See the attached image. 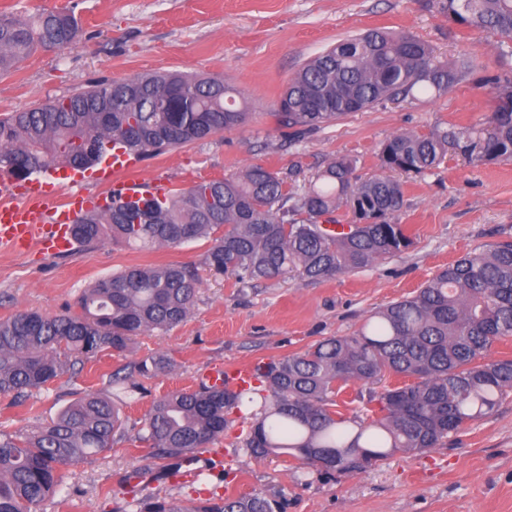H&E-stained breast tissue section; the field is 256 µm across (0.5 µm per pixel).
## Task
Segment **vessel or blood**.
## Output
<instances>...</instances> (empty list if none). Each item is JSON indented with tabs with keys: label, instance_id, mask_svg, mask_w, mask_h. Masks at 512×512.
<instances>
[{
	"label": "vessel or blood",
	"instance_id": "b4317fda",
	"mask_svg": "<svg viewBox=\"0 0 512 512\" xmlns=\"http://www.w3.org/2000/svg\"><path fill=\"white\" fill-rule=\"evenodd\" d=\"M18 194L20 204L0 206V246L17 249L35 243L50 255L71 250V228L88 210V200L74 193L66 202H57L52 190L38 182L20 186ZM208 378L240 388L252 381L253 372L239 368L227 374L219 369L209 372Z\"/></svg>",
	"mask_w": 512,
	"mask_h": 512
}]
</instances>
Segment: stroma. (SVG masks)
I'll return each mask as SVG.
<instances>
[{
  "label": "stroma",
  "instance_id": "1",
  "mask_svg": "<svg viewBox=\"0 0 512 512\" xmlns=\"http://www.w3.org/2000/svg\"><path fill=\"white\" fill-rule=\"evenodd\" d=\"M43 9L74 12L82 37L64 50L35 53L0 77V115L99 80L154 72L220 76L248 96L250 115L242 127L137 159L128 176L146 189L157 179L187 188L259 163L280 172L297 194L339 156L357 159L360 178L378 175V149L396 133L486 121L491 90L465 76L440 98L378 105L301 138L285 137L272 113L288 78L329 46L372 28L416 36L443 64L469 55L491 72L512 69V48L453 23L429 0H0V12ZM48 181L58 201L79 191L102 204L114 178L91 168L75 183L53 175ZM403 183L397 219L412 239L403 252L326 281L240 284L231 276L204 275L190 316L176 327L137 337L126 352L99 353L77 377L29 392L22 402L0 395V432L10 434L50 421L87 393L124 400L125 440L70 467L64 487L38 512H133L126 479L149 465L137 427L153 401L196 387L214 367L255 366L329 336L354 335L379 307L412 295L459 257L512 241V160L476 166L450 157ZM209 246L198 239L151 250L109 243L58 255L34 246L0 250V320L31 310L60 313L95 281L130 266L202 265ZM156 354L170 360L168 372L140 379L136 390L110 384L114 371ZM250 411L247 405L233 411L229 429L194 464L206 479L230 471L231 494L278 500L282 512H512V396L442 446L393 453L353 477L285 454L251 456L240 443Z\"/></svg>",
  "mask_w": 512,
  "mask_h": 512
}]
</instances>
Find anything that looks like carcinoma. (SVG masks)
<instances>
[{
    "mask_svg": "<svg viewBox=\"0 0 512 512\" xmlns=\"http://www.w3.org/2000/svg\"><path fill=\"white\" fill-rule=\"evenodd\" d=\"M448 20L512 42V0H432ZM81 35L68 11L0 14V76L36 51L63 50ZM475 61L438 64L431 47L405 32L370 29L345 38L308 61L285 86L276 124L301 136L351 113L386 101L447 94L465 75L492 90L484 123H440L424 134L404 133L378 152L384 170L421 174L448 153L484 165L512 158V72L482 74ZM241 90L218 78L177 73L102 80L68 97L0 117V171L24 180L61 166L87 170L108 152L137 157L204 140L243 124ZM357 160L339 157L296 198L279 173L255 163L222 179L142 196L90 211L73 225L77 243L122 244L140 249L211 239L205 257L211 274L239 283L322 281L364 269L408 248L394 222L404 184L356 175ZM354 222L336 223L341 206ZM199 270L186 264L132 266L100 279L75 309L56 315L18 312L0 321V393L21 400L32 390L80 373V361L100 352H124L135 337L168 330L189 316ZM512 336V242L468 253L440 269L415 295L391 302L354 336L325 338L302 353L259 365V386L233 389L201 383L153 402L137 431L147 457L166 462L138 469L134 479L180 474L182 463L217 439L228 415L244 402L261 403L241 443L256 458L287 453L306 465L338 448H361L342 457L339 475L366 472L395 451L423 453L464 425L492 414L512 394V358H491L492 345ZM170 363L163 355L133 365L151 378ZM404 379L368 391L378 413L370 423L333 409L349 384L370 386L385 374ZM126 436L121 408L109 397L86 393L57 416L21 436L0 432V512H37L62 488L63 470L90 461ZM229 473L202 488L210 497L185 506L159 497H132L135 512H276L259 494H218Z\"/></svg>",
    "mask_w": 512,
    "mask_h": 512,
    "instance_id": "obj_1",
    "label": "carcinoma"
}]
</instances>
